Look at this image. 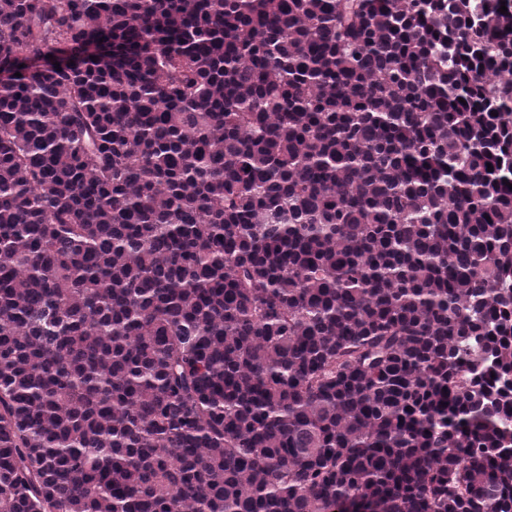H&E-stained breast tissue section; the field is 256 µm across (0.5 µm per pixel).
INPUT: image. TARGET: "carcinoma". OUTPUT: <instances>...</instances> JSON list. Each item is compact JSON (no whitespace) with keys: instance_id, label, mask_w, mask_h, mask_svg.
I'll use <instances>...</instances> for the list:
<instances>
[{"instance_id":"carcinoma-1","label":"carcinoma","mask_w":512,"mask_h":512,"mask_svg":"<svg viewBox=\"0 0 512 512\" xmlns=\"http://www.w3.org/2000/svg\"><path fill=\"white\" fill-rule=\"evenodd\" d=\"M510 183L509 0H0V512H512Z\"/></svg>"}]
</instances>
